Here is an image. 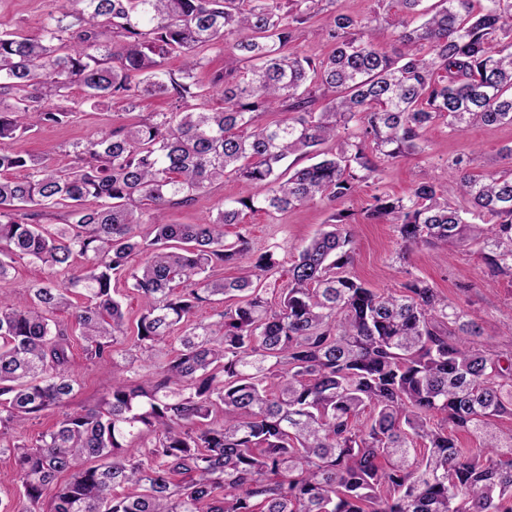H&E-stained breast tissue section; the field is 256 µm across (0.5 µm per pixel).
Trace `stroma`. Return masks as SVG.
<instances>
[{
    "instance_id": "stroma-1",
    "label": "stroma",
    "mask_w": 512,
    "mask_h": 512,
    "mask_svg": "<svg viewBox=\"0 0 512 512\" xmlns=\"http://www.w3.org/2000/svg\"><path fill=\"white\" fill-rule=\"evenodd\" d=\"M62 2L0 0V30L38 35L46 15ZM167 107V102L160 99L146 100L139 110L133 112L126 111L119 99L98 110L81 106L69 123L41 127L16 142L15 147L50 157L54 164L65 166L71 161L73 144L85 141L100 128L136 122ZM508 147L512 148L510 125L478 127L459 135L451 132L445 124L438 123L426 130L420 153L381 163L377 183L362 187L344 205L318 200L281 213L248 212L242 224L226 227V238L234 240L236 233L243 232L247 234L254 253L275 250L279 267L266 279L264 287L268 300L276 303L287 284V270L298 247L328 224L338 208L361 210L369 196L379 189L396 196L407 195L417 182L425 178L435 180L445 194H453L454 185L448 178V165L453 159L474 153L481 158L482 170L503 171L512 168V159L503 154ZM242 192L241 182L234 177H226L224 182L199 193L190 206L170 208L167 220L172 224L198 222L215 213L222 200L239 197ZM400 248L392 225L359 224L353 274L369 287L381 291L399 288L407 274H416L438 288L444 296L494 326L501 338L500 349H507L506 338L512 335V280L490 276L479 254L474 252L417 248L407 260L402 261L397 257ZM72 353L71 371L79 381L70 402L74 409L96 405L117 380L118 366L129 363L125 356L117 357L112 365L89 360L77 336L72 339Z\"/></svg>"
}]
</instances>
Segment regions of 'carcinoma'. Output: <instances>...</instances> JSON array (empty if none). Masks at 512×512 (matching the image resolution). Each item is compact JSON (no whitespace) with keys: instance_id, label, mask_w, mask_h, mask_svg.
Instances as JSON below:
<instances>
[{"instance_id":"carcinoma-1","label":"carcinoma","mask_w":512,"mask_h":512,"mask_svg":"<svg viewBox=\"0 0 512 512\" xmlns=\"http://www.w3.org/2000/svg\"><path fill=\"white\" fill-rule=\"evenodd\" d=\"M338 2L71 0L34 38L0 31V282L17 257L52 275L0 298V454L19 474L17 512H512V431L495 429L512 416V355L492 328L423 278L380 293L352 275L350 213L302 246L276 308L254 285L275 253L253 254L241 232L224 240L247 210L347 198L378 163L423 151L436 122L458 134L512 125V0H398L423 17L413 27ZM321 13L330 50L303 55L299 26ZM389 28L391 55L375 45ZM208 51L227 56L211 83L219 110L188 104L203 96ZM75 86L95 107L119 97L133 112L162 96L174 108L99 130L65 167L6 148L66 122ZM264 112L283 117L263 125ZM293 155L314 162L283 166ZM477 165L473 154L449 168L460 204L428 180L372 195L364 219L393 225L404 254L475 248L512 280V173ZM227 173L245 195L196 224L166 221ZM56 209L49 230L41 219ZM243 263L246 276L214 277ZM119 281L142 301L133 326ZM217 296L219 317L195 320ZM60 309L91 357L127 345L149 371L18 444L13 425L74 395ZM176 328L180 349L155 362ZM460 432L479 444L463 447Z\"/></svg>"}]
</instances>
